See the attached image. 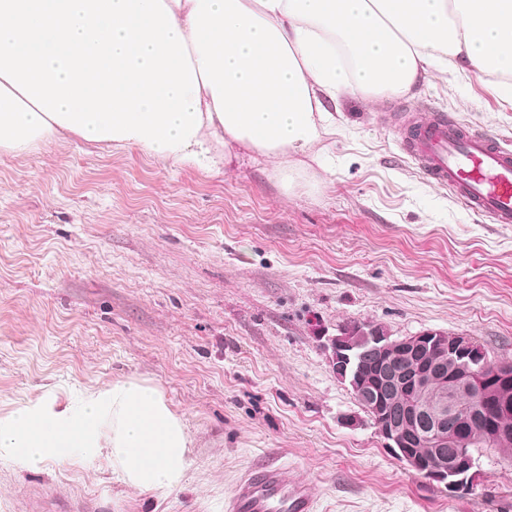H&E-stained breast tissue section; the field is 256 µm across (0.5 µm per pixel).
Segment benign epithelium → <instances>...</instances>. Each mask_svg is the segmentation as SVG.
<instances>
[{
    "label": "benign epithelium",
    "instance_id": "benign-epithelium-1",
    "mask_svg": "<svg viewBox=\"0 0 512 512\" xmlns=\"http://www.w3.org/2000/svg\"><path fill=\"white\" fill-rule=\"evenodd\" d=\"M322 348L336 377L346 383L360 408L369 416L385 444L402 462L423 478L442 483L448 494L466 491L480 480L472 462L458 461L448 467V458L437 454L425 460L410 452L412 448H467L481 441L512 434V399L491 398L483 387V373L512 383V365L487 361L485 353L467 336H449L440 331H424L394 338L378 326L368 330H340L325 337ZM451 357L457 368L448 379L444 359ZM453 382L455 390L475 397L482 406L508 417L509 425L493 423L475 429L462 423L447 405L429 392L433 381ZM401 399L402 413L396 417L388 410V401Z\"/></svg>",
    "mask_w": 512,
    "mask_h": 512
}]
</instances>
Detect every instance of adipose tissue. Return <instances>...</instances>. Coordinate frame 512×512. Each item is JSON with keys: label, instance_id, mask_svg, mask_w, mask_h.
<instances>
[{"label": "adipose tissue", "instance_id": "ef3b65f1", "mask_svg": "<svg viewBox=\"0 0 512 512\" xmlns=\"http://www.w3.org/2000/svg\"><path fill=\"white\" fill-rule=\"evenodd\" d=\"M436 63L501 77L512 99V0H0V150L67 131L218 174L241 146L289 188L343 93L406 94ZM105 440L144 490L190 465L183 419L133 381L0 417V454L25 469Z\"/></svg>", "mask_w": 512, "mask_h": 512}]
</instances>
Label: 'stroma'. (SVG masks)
Listing matches in <instances>:
<instances>
[{"instance_id": "stroma-1", "label": "stroma", "mask_w": 512, "mask_h": 512, "mask_svg": "<svg viewBox=\"0 0 512 512\" xmlns=\"http://www.w3.org/2000/svg\"><path fill=\"white\" fill-rule=\"evenodd\" d=\"M398 110L512 149L495 78L434 67L405 95H342L290 191L261 158L217 175L74 135L0 151V417L135 381L183 417L191 459L162 494L127 483L107 447L34 470L0 458V512H224L238 477L271 463L310 483L316 512H512L506 453L481 456L474 494L449 496L386 448L320 345L370 321L512 362V224L425 181Z\"/></svg>"}]
</instances>
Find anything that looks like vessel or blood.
Masks as SVG:
<instances>
[{"label":"vessel or blood","mask_w":512,"mask_h":512,"mask_svg":"<svg viewBox=\"0 0 512 512\" xmlns=\"http://www.w3.org/2000/svg\"><path fill=\"white\" fill-rule=\"evenodd\" d=\"M402 149L429 183L448 188L467 210L512 224V151L496 135L440 114L403 123ZM226 512H314L309 484L284 466L249 469L226 499Z\"/></svg>","instance_id":"obj_1"}]
</instances>
